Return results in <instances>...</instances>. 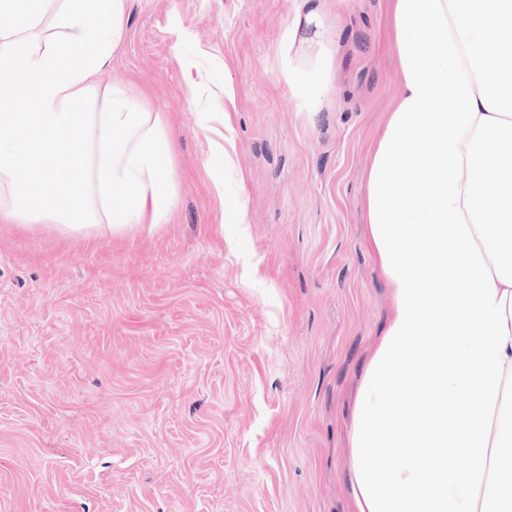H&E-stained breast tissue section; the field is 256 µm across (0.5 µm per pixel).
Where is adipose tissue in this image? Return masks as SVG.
<instances>
[{"label":"adipose tissue","mask_w":512,"mask_h":512,"mask_svg":"<svg viewBox=\"0 0 512 512\" xmlns=\"http://www.w3.org/2000/svg\"><path fill=\"white\" fill-rule=\"evenodd\" d=\"M127 2L0 0V223L89 241L170 223L168 119L97 80ZM387 22L403 91L371 144L365 241L394 303L348 428L352 512H512V0H388ZM339 53L320 8L289 23L299 111Z\"/></svg>","instance_id":"ef3b65f1"}]
</instances>
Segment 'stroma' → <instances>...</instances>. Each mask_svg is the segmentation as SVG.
I'll list each match as a JSON object with an SVG mask.
<instances>
[{
    "label": "stroma",
    "instance_id": "35a3bbf8",
    "mask_svg": "<svg viewBox=\"0 0 512 512\" xmlns=\"http://www.w3.org/2000/svg\"><path fill=\"white\" fill-rule=\"evenodd\" d=\"M309 2L129 0L101 80L170 121L177 208L123 241L0 223V512H351L346 430L393 307L363 200L401 86L386 0H320L336 80L299 111L279 45ZM227 125L244 177L219 184ZM237 195L249 221L223 224ZM220 141H215L206 165L214 172L217 183L224 182V171L234 167L235 142L225 133L219 134Z\"/></svg>",
    "mask_w": 512,
    "mask_h": 512
}]
</instances>
